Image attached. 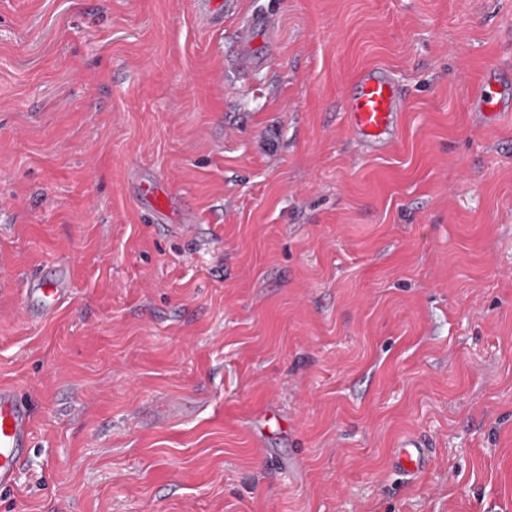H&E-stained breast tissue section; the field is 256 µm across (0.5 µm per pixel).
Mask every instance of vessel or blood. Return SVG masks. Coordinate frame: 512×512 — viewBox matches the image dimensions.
I'll use <instances>...</instances> for the list:
<instances>
[{
  "label": "vessel or blood",
  "instance_id": "b4317fda",
  "mask_svg": "<svg viewBox=\"0 0 512 512\" xmlns=\"http://www.w3.org/2000/svg\"><path fill=\"white\" fill-rule=\"evenodd\" d=\"M356 91L344 101V110L351 131L363 148L372 151L394 143L401 117L407 109L406 100L390 71L379 66L362 69L355 77ZM471 96L481 100L490 119L512 113V107L495 99L485 86L471 87ZM146 199L160 219L176 217V201L161 194L159 187L144 189ZM72 294L70 269L61 264L51 276L41 274L27 283L24 305L26 314L44 319L55 314ZM32 409L23 393L0 384V489L12 487L21 464L32 450ZM432 463V450L425 439L415 435L400 438L392 452L391 465L406 481L423 475Z\"/></svg>",
  "mask_w": 512,
  "mask_h": 512
}]
</instances>
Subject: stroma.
Wrapping results in <instances>:
<instances>
[{
	"mask_svg": "<svg viewBox=\"0 0 512 512\" xmlns=\"http://www.w3.org/2000/svg\"><path fill=\"white\" fill-rule=\"evenodd\" d=\"M493 63L512 0H234L219 29L0 0V384L34 412L0 512H512V121L467 95ZM372 65L408 106L364 153ZM159 179L193 233L153 221ZM62 259L71 302L30 321ZM356 92L344 101L351 131L366 151L388 147L395 142L405 97L391 74L383 67H366L355 77ZM431 463L432 448L422 437L406 435L392 448L391 465L407 482L423 475Z\"/></svg>",
	"mask_w": 512,
	"mask_h": 512,
	"instance_id": "stroma-1",
	"label": "stroma"
}]
</instances>
